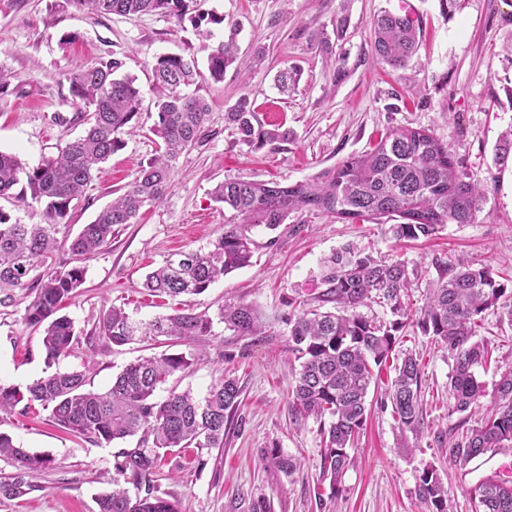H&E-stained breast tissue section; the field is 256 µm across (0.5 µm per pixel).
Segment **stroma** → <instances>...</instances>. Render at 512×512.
I'll return each instance as SVG.
<instances>
[{
	"label": "stroma",
	"mask_w": 512,
	"mask_h": 512,
	"mask_svg": "<svg viewBox=\"0 0 512 512\" xmlns=\"http://www.w3.org/2000/svg\"><path fill=\"white\" fill-rule=\"evenodd\" d=\"M405 5L420 22L419 63L405 69L376 64L371 21L381 10L397 12ZM202 8L222 18L206 36L161 14L100 15L61 7L60 0H0V71L10 77L9 88L0 90V151L32 167L83 133L81 108L65 79L76 65L117 56L140 90L138 129L71 210L75 232L158 152L160 140L152 132L154 56L180 54L203 63L231 35L240 58L249 61L258 48L265 52L260 64L233 65L223 81L205 77L192 86L210 105L209 137L179 157L173 187L160 204L143 210L136 223L84 260L85 280L63 308L82 340L61 360V369L88 371L92 388L102 391L137 357L162 353L159 345L109 348L87 337L112 306L140 322L170 312L171 302L144 295L141 283L169 254L218 236L224 207L211 197L218 182L244 175L292 184L369 150L389 127L432 130L484 184L483 211L473 223L448 224L418 241H396L386 220L351 223L321 215L293 214L276 232L255 230L250 266L214 283L195 299L194 309L215 319L226 302L255 304L267 335L238 336L215 319L202 354L177 381L179 389L201 398L221 375L237 379L240 404L224 429V445L168 453L152 479L159 494L179 501L181 512H253L262 503L269 512H430L417 485L423 468L432 466L448 488L449 512H473L470 488L489 476L512 477V452L449 462L451 441L462 429L479 426L483 414L455 412L448 394L453 361L418 333L403 338L370 387L367 425L349 451L353 463L340 493H332L317 421H294L288 410L294 377L288 301L315 296L323 259L350 243L407 265L416 310L444 266L457 260L512 276V160L495 162L499 140L512 126V0H458L451 12L440 0H204ZM340 17L346 20L341 31ZM323 37L333 46L336 65L325 61ZM287 66L297 69L298 82L284 94L276 76ZM243 96L260 121L288 128L289 140L260 150L239 143L224 114ZM28 302L19 290L13 305L0 307V383L21 388L45 369L42 333L23 321ZM479 337L492 352L490 366L479 373L481 402L488 406L500 373L512 368V323L487 311ZM408 352L421 367L424 427L418 433L399 427L386 394L395 364ZM48 416L42 409L24 416L0 413V432L51 461L30 477L36 492L0 500V512H98L96 499L112 488L113 455L120 446L62 432ZM273 447L298 459L300 469L288 474L266 460L265 451Z\"/></svg>",
	"instance_id": "1"
}]
</instances>
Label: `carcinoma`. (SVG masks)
I'll list each match as a JSON object with an SVG mask.
<instances>
[{
    "label": "carcinoma",
    "instance_id": "obj_1",
    "mask_svg": "<svg viewBox=\"0 0 512 512\" xmlns=\"http://www.w3.org/2000/svg\"><path fill=\"white\" fill-rule=\"evenodd\" d=\"M65 2L96 14L160 13L179 23L187 19L197 29L224 22L201 10L200 0ZM371 30L376 61L395 69L410 66L419 42L418 20L408 12L384 10ZM237 55V46L229 39L213 49L204 70L193 57L154 58L152 74L159 99L152 132L161 140L159 152L140 165L124 192L74 237L67 224L73 202L82 198L93 172L136 130L133 121L140 90L134 78L119 75L123 61L112 57L95 67L77 66L65 76L73 100L84 109L87 128L57 154L30 167L17 155L0 151V198L35 208L41 217L38 224H22L0 209V306L12 303L16 289L33 294L23 321L43 331L46 367L68 357L79 344L74 322L59 311L85 276L81 266L56 267L55 252L67 242L73 255L92 256L110 244L123 225L134 223L143 207L162 202L173 183L175 161L207 137L208 103L187 88L205 71L213 81H223ZM224 121L238 141L251 148H274L288 140V131L260 122L247 97L224 113ZM212 196L224 205L223 231L208 246L174 252L149 271L143 282L147 295L174 300L204 293L224 276L250 265L256 247L254 229L274 230L292 213L315 211L342 222L399 218L401 222L391 225L394 236L415 240L431 237L447 224L472 223L486 200L480 181L460 165L448 144L427 129L409 126L387 129L369 151L351 155L307 180L283 186L237 176L218 183ZM320 285L314 300L335 304V311L306 310L303 300L288 302L298 310L288 318V352L299 363L290 408L298 419L312 417L319 422L323 467L334 488L352 463L349 448L364 430L375 370L399 343V332L409 325L448 349L455 411L468 412L480 406L484 395L477 368L491 358L477 333L492 308L512 321V293L506 294V285L488 267L460 260L428 289L413 319L407 266L399 260L376 259L352 245L324 261ZM371 303L388 307L393 319L380 322L359 312ZM218 318L240 336L265 333L261 313L248 303L230 302ZM212 332L210 316L184 308L143 323L112 306L100 313L95 325L96 339L115 346L145 339L193 344ZM192 364V356L184 353L142 357L117 374L104 392L87 388L90 379L83 371L57 369L24 389L0 384V412L17 410L26 415L39 406L50 411L57 428L98 444L139 436L136 447L114 453L116 478L112 492L98 497V512H181L178 500L157 494L150 485L161 454L176 448L224 447V424L240 397V387L230 376L219 378L201 399L188 389L156 396L171 378L187 374ZM419 392L420 363L408 354L395 366L388 395L399 427L411 432L419 431L423 421ZM492 448H512L511 367L501 373L494 404L481 426L461 433L448 449V458L472 460ZM267 457L288 474L300 468L296 459L274 448ZM1 460L11 463L14 471L0 476V500L40 490L28 477L51 463L2 433ZM127 476L144 485V495L131 498L120 483ZM418 495L432 512H448V489L436 468L423 469ZM470 496L475 512H512V483L497 476L482 480Z\"/></svg>",
    "mask_w": 512,
    "mask_h": 512
}]
</instances>
